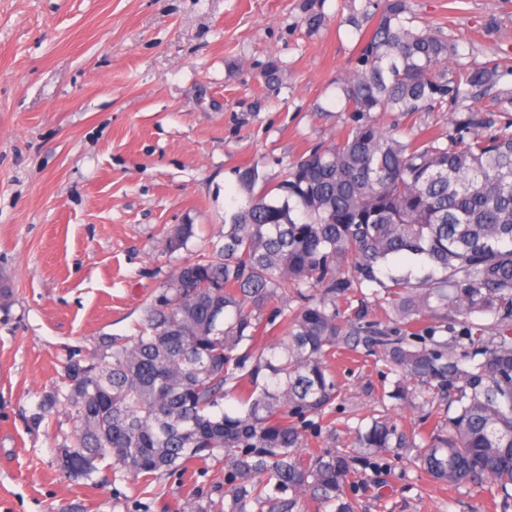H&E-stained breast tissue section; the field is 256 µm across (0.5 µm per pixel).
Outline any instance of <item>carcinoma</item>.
I'll return each instance as SVG.
<instances>
[{"instance_id": "1", "label": "carcinoma", "mask_w": 512, "mask_h": 512, "mask_svg": "<svg viewBox=\"0 0 512 512\" xmlns=\"http://www.w3.org/2000/svg\"><path fill=\"white\" fill-rule=\"evenodd\" d=\"M407 14V0H381L343 18L359 39L337 141L272 178L255 162L237 169L245 201L224 242L176 270L139 336L105 337L86 364L68 360L64 389L32 417L74 411L65 471L89 477L110 457L150 481L221 450L217 512H363L347 488L405 458L512 508V120L471 104L503 73L448 67L455 43ZM449 107L446 135L383 122ZM193 236L179 224L166 248ZM408 255L422 275L388 267ZM352 288L357 305L344 311ZM340 352L384 362L398 379L381 397L423 410L426 428L369 414L347 447L306 450L311 436L336 441Z\"/></svg>"}]
</instances>
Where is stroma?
<instances>
[{
  "label": "stroma",
  "mask_w": 512,
  "mask_h": 512,
  "mask_svg": "<svg viewBox=\"0 0 512 512\" xmlns=\"http://www.w3.org/2000/svg\"><path fill=\"white\" fill-rule=\"evenodd\" d=\"M327 25L306 23L307 6ZM367 0H0V512H190L224 498L222 453L150 485L99 462L91 478L56 458L70 412L32 416L69 354L137 334L172 272L224 234L241 204L235 171L276 173L347 120L339 89L358 34L337 18ZM416 25L461 63L499 64L484 111L512 118V0H409ZM280 71L265 83L269 61ZM195 235L167 253L176 225ZM336 445L359 414L407 428L416 411L379 400L384 363L339 356ZM355 495L367 512H495L487 493L439 486L393 464Z\"/></svg>",
  "instance_id": "35a3bbf8"
}]
</instances>
